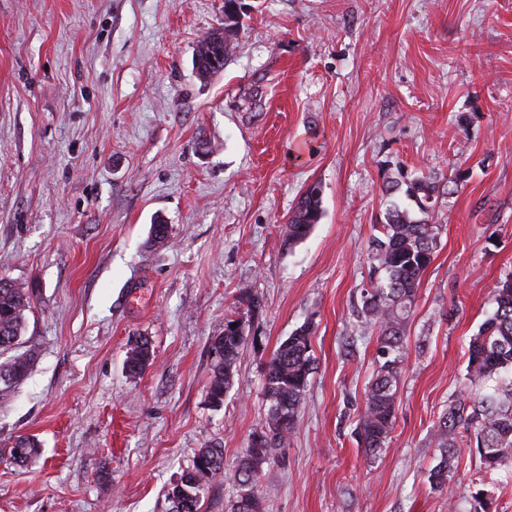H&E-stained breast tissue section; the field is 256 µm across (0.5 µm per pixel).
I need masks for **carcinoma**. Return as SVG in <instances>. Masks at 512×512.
<instances>
[{"label": "carcinoma", "instance_id": "1", "mask_svg": "<svg viewBox=\"0 0 512 512\" xmlns=\"http://www.w3.org/2000/svg\"><path fill=\"white\" fill-rule=\"evenodd\" d=\"M247 15L243 0H224V28L209 33L194 49V71L207 82L224 70ZM464 181L462 174L442 185L431 177L387 180L382 194L390 198L378 235L369 242L373 274L362 292L361 313L376 330L378 356L384 359L371 383L355 428L358 447L365 456L377 457L394 426L399 391L400 365L406 353L405 330L417 297L420 281L430 266L438 244L439 227L429 222L439 190L453 192ZM415 203L413 211L399 196ZM419 212L418 218L414 212ZM322 218L318 187L308 189L289 214L288 243L303 240ZM492 309L470 337L466 397L448 406L433 426L436 464L430 469L431 487L449 492L451 475L460 454L458 442L469 438V451L478 457L481 471L493 475L512 466V278L499 281L492 290ZM33 293L13 281L0 278V355L12 351L0 363V384L8 387L28 374L31 355L21 345ZM224 322V330L210 339L212 375L207 396L210 404H224L240 350L242 327ZM312 328L295 329L265 363L266 420L252 433L248 448L233 468L224 466V449L207 446L198 451L168 493L171 512H200V502L212 482L227 478L238 491L233 512H265V496L259 486L264 464L275 459L295 428L313 370ZM152 360L148 339L126 353V369L132 376L143 373ZM38 451L32 437H19L9 450L15 464L29 461ZM467 512H494V499L476 486L470 493Z\"/></svg>", "mask_w": 512, "mask_h": 512}]
</instances>
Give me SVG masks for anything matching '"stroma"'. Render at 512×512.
<instances>
[{"instance_id":"stroma-1","label":"stroma","mask_w":512,"mask_h":512,"mask_svg":"<svg viewBox=\"0 0 512 512\" xmlns=\"http://www.w3.org/2000/svg\"><path fill=\"white\" fill-rule=\"evenodd\" d=\"M231 62L197 79L224 0H0V277L35 293L27 377L0 387V512H169L195 452L234 465L265 421L264 365L313 328L297 424L265 512H448L430 431L467 393L470 336L512 274V0H248ZM459 172L406 329L395 424L354 429L378 368L361 292L383 181ZM323 217L286 241L301 194ZM167 243L149 246L156 220ZM262 305L250 310L248 296ZM245 342L224 405L209 342ZM148 337L152 361L125 357ZM37 440L26 465L4 460ZM152 360V350L147 338L141 339L135 347H131L126 353V369L132 376L143 373Z\"/></svg>"}]
</instances>
